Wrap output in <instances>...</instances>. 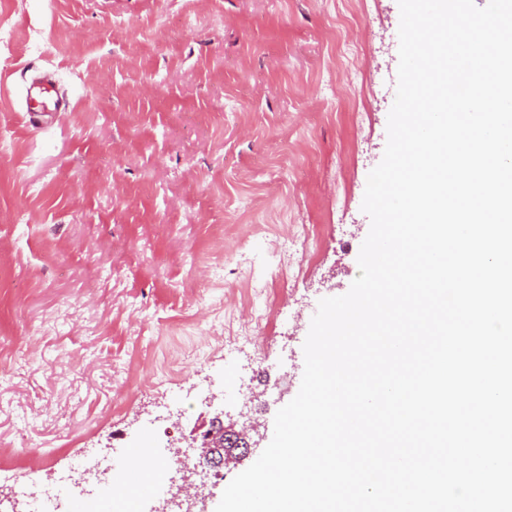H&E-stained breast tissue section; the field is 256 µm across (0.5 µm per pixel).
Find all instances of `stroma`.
Wrapping results in <instances>:
<instances>
[{
    "label": "stroma",
    "instance_id": "35a3bbf8",
    "mask_svg": "<svg viewBox=\"0 0 512 512\" xmlns=\"http://www.w3.org/2000/svg\"><path fill=\"white\" fill-rule=\"evenodd\" d=\"M398 0H5L0 5V478L89 499L80 464L295 396L321 299L348 292L399 64ZM68 100L28 126L25 86ZM260 343L238 266L297 225ZM234 352H227L231 342Z\"/></svg>",
    "mask_w": 512,
    "mask_h": 512
}]
</instances>
